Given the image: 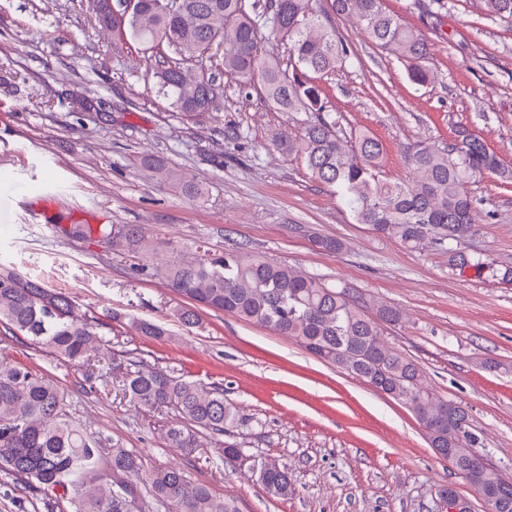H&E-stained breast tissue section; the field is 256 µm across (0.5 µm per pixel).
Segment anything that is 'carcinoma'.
<instances>
[{
  "label": "carcinoma",
  "instance_id": "cac0c4a2",
  "mask_svg": "<svg viewBox=\"0 0 512 512\" xmlns=\"http://www.w3.org/2000/svg\"><path fill=\"white\" fill-rule=\"evenodd\" d=\"M160 2L136 0L124 36L148 50L165 45L184 57L206 52L221 57L224 72L241 89L258 91L267 104L299 126L298 134L282 132L277 146L302 161L314 179L334 188L355 223L407 248L438 246L457 269L480 265L452 247L473 233L475 214L483 211L485 217H494L484 200L472 194L469 183L485 171L512 181V171L502 167L484 139L461 128L445 147L413 146L404 153L412 180L391 181L380 175L383 143L367 132L350 138L339 134L336 114L328 109L320 81L350 58L334 23L337 18L355 20L382 51L407 66L412 82L424 85L433 79L426 65L428 39L389 13L384 0H173L172 11L164 10ZM479 3L487 15L512 22V0ZM266 34L288 45V64L261 52ZM154 77L158 93L184 116L212 110L223 96L215 78L190 76L164 60L156 65ZM143 164L155 179L205 200L202 184L177 179L162 162L145 159ZM99 237L156 251V244L136 225L115 232L102 226ZM309 239L323 251L338 253L344 248L342 240L316 232ZM165 269L168 287L188 300L172 310L181 326L199 323L200 306L296 340L327 364L407 405L432 448L468 449L459 463L463 478L492 512H512V484H505L504 476L486 465L474 451L477 437L468 425H460L469 418L467 410L425 389L419 366L381 340L379 325L401 323L400 310L244 246L221 254L205 251L190 259L172 254ZM134 323L144 336L168 335L149 320L137 318ZM0 325L65 364L88 359L100 336L99 323L74 315L70 296L2 265ZM121 382L138 407L175 411L176 421L166 431L169 446L191 457L201 448H215L225 469L256 478L271 496L295 494L287 466L256 460L238 444L220 440L235 421L223 387H205L144 364L125 369ZM64 406V392L56 380L0 360L1 471L30 488L60 492L70 512H138L145 490L154 512H240L235 499L221 498L205 484L190 483L180 469L145 470L133 449L114 443L111 455L102 457L101 437L71 420ZM106 471L112 474L108 491L86 489L89 479Z\"/></svg>",
  "mask_w": 512,
  "mask_h": 512
}]
</instances>
